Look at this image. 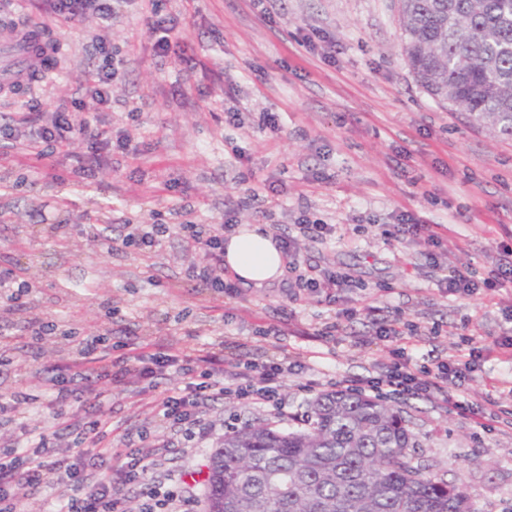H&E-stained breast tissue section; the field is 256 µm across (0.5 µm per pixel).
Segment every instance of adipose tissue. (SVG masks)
<instances>
[{
	"label": "adipose tissue",
	"instance_id": "ef3b65f1",
	"mask_svg": "<svg viewBox=\"0 0 512 512\" xmlns=\"http://www.w3.org/2000/svg\"><path fill=\"white\" fill-rule=\"evenodd\" d=\"M224 265L242 285L253 288L273 285L284 272L282 253L260 224H245L226 234Z\"/></svg>",
	"mask_w": 512,
	"mask_h": 512
}]
</instances>
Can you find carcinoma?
Here are the masks:
<instances>
[{
  "instance_id": "carcinoma-1",
  "label": "carcinoma",
  "mask_w": 512,
  "mask_h": 512,
  "mask_svg": "<svg viewBox=\"0 0 512 512\" xmlns=\"http://www.w3.org/2000/svg\"><path fill=\"white\" fill-rule=\"evenodd\" d=\"M404 55L434 99L512 139V0H400ZM399 411L362 394H319L304 424L224 434L209 456L204 512H475L414 463Z\"/></svg>"
}]
</instances>
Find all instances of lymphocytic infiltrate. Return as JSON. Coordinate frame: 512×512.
<instances>
[{"instance_id":"f902f5d3","label":"lymphocytic infiltrate","mask_w":512,"mask_h":512,"mask_svg":"<svg viewBox=\"0 0 512 512\" xmlns=\"http://www.w3.org/2000/svg\"><path fill=\"white\" fill-rule=\"evenodd\" d=\"M52 13L62 21L72 23L93 12L102 19H116L120 13V0H45ZM147 4L145 24L153 38L156 54H179L181 46L175 37L180 20L163 10L164 0H145ZM0 141L10 145L25 144L37 157L49 153L72 156L74 148L83 146L87 157L78 171L83 180H94L99 167L113 149L123 151L131 147L128 134L111 133L103 126L99 113L85 111L80 99L59 103L50 112H17L0 122ZM123 234L113 235L108 224L91 225L95 239L105 245L120 242L125 247H136L141 253L155 252L161 238L170 227L166 224H131L123 222ZM235 228L232 216H225L218 224H183L184 242L195 255L186 268L188 280L217 292L231 290L224 279V235ZM336 235L332 224L297 218L292 230L277 235L281 252L289 260V268L296 274L288 285L289 294L313 289L327 301H335L338 294L350 287L349 276L331 269L301 267L299 256L302 245L324 244ZM446 295H471L477 291L499 294L512 289V249L503 248L502 255L482 281H475L469 269H455L439 282ZM367 316L373 317L376 334L389 344L392 364L375 377L345 380L347 389L366 392L384 398L439 397L449 413L472 420L488 431L512 430V408L497 404L492 398L484 402L471 400L465 385L466 374L451 365L448 359L434 358L431 366L421 367L413 363L408 354L411 339L426 335L427 327L403 317L380 316L378 307L367 306ZM83 364L65 366L58 372L46 375L41 385L45 394L52 398L55 407L53 418L61 429L76 428L82 449V466H62L60 461L48 459L51 446L48 434L25 447L16 445L0 450V512H16L17 504L32 490L44 486H56L61 490L58 512H126L124 503L114 489L117 486L136 485L140 488V512H176L175 505L182 501V491L165 482L147 479L149 456L132 449L119 466H111L112 446L106 440L112 430V422L105 412L92 418H79L68 410L73 395V385L90 380L91 376H111L113 370L124 374L147 376L155 367L177 368L187 379L182 387H172L161 393L157 400L162 430L154 435L150 446L155 454H163L171 446L170 438L182 435L185 441L205 437L207 427L201 426L200 409L230 396L247 406L278 403L283 381L294 366L284 362L260 368L252 365L234 352H206L202 357L189 354L159 357L147 351L113 356L112 347L105 338L96 337L83 344ZM210 366L208 379L193 382L192 376L198 363Z\"/></svg>"}]
</instances>
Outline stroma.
I'll return each instance as SVG.
<instances>
[{
	"instance_id": "stroma-1",
	"label": "stroma",
	"mask_w": 512,
	"mask_h": 512,
	"mask_svg": "<svg viewBox=\"0 0 512 512\" xmlns=\"http://www.w3.org/2000/svg\"><path fill=\"white\" fill-rule=\"evenodd\" d=\"M167 9L182 16L185 61L154 52L141 0H129L108 33L118 75L104 121L129 133L133 152L114 151L88 183L76 176V162L40 159L21 145L0 149V254L31 286L23 306L0 299V390L35 393L47 370L80 360L82 339L102 334L126 352L194 354L224 345L258 365L301 360V373L281 390V408L224 398L200 414L214 427L206 440L177 443L153 468L182 488L189 512H202L205 464L225 432L266 421L295 427L315 392L346 377L376 376L391 362L362 316L336 340H318L315 330L333 320L336 306L308 291L290 300L287 281L228 296L185 278L194 256L176 208L191 204V221L217 224L247 190L275 186L285 191L278 203L263 213L238 211V223L273 234L304 212L335 225V239L308 244L301 261L350 275L349 304L436 328L414 338L416 362L460 359L462 334H482L490 347L469 393L512 406V357L494 345L512 328L505 318L512 292L446 297L438 290L455 268L485 277L500 246L512 247V140L420 87L403 53L399 0H167ZM97 27L91 13L71 32L46 8L0 0V31L39 32L49 48L40 61L48 76L0 93V115L35 102L49 110L74 97L101 63L88 39ZM330 43L336 51L323 57ZM230 110L246 113L244 127L226 121ZM264 112L277 115L278 131L260 126ZM406 211L441 225V267L430 266L422 244L398 234L396 218ZM121 218L170 232L146 257L133 247L105 251L77 231ZM40 322L53 332L35 335ZM260 325L285 333L254 335ZM311 379L313 392L305 388ZM181 381L174 372L99 379L71 406L81 416L110 410L112 453L122 456L128 435L158 428L155 400ZM391 405L421 440L416 463L466 487L477 512H512V431L483 432L434 398ZM52 412L38 395L19 419H0V445L22 440L26 429L52 432Z\"/></svg>"
}]
</instances>
